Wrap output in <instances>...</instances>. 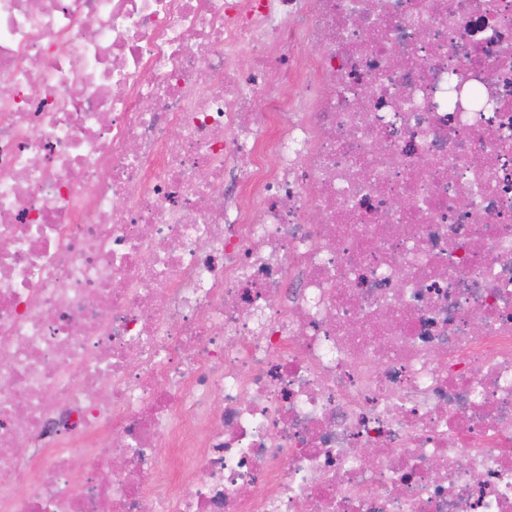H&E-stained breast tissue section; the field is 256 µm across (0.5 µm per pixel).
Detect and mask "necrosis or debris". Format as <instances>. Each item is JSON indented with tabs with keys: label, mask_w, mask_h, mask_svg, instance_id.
Instances as JSON below:
<instances>
[{
	"label": "necrosis or debris",
	"mask_w": 512,
	"mask_h": 512,
	"mask_svg": "<svg viewBox=\"0 0 512 512\" xmlns=\"http://www.w3.org/2000/svg\"><path fill=\"white\" fill-rule=\"evenodd\" d=\"M1 84L0 512H512V0H0Z\"/></svg>",
	"instance_id": "1"
}]
</instances>
